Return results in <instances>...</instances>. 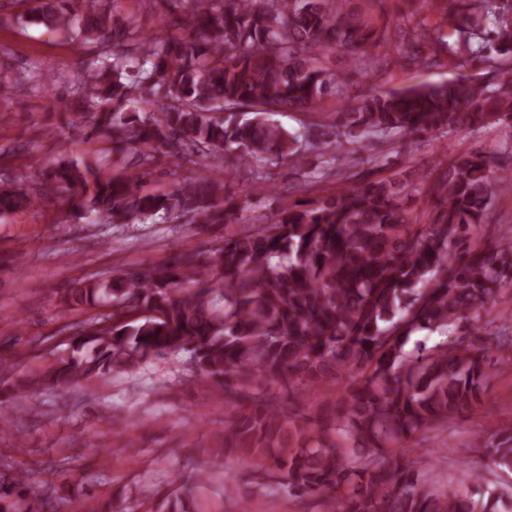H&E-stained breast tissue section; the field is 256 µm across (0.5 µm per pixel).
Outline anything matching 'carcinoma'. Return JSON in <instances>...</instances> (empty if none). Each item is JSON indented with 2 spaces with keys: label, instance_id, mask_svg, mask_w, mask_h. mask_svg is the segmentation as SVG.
Returning <instances> with one entry per match:
<instances>
[{
  "label": "carcinoma",
  "instance_id": "carcinoma-1",
  "mask_svg": "<svg viewBox=\"0 0 512 512\" xmlns=\"http://www.w3.org/2000/svg\"><path fill=\"white\" fill-rule=\"evenodd\" d=\"M116 0H20L25 19L77 42L83 57L75 84L81 111L72 132L125 156L109 174L84 161L48 167L28 192L0 178V217L32 210L44 196L92 224H145L190 215L237 224L241 201L217 178L199 174L169 193H141L143 169L156 155L176 164L195 156L236 166L278 161L299 169L309 150L332 144L350 165L356 149L390 138L512 127V72L470 73L491 53L512 57V0H451L458 40L416 23L398 57L421 67L458 70L448 81L381 92L368 85L331 123L310 120L295 133L268 114L313 116L346 86L328 66L332 52L360 58L384 47L377 28L341 13L343 0H150L179 8L183 25L146 37ZM56 83L34 67L0 72V97L27 81ZM402 182L390 177L339 186L314 202L279 209L276 222L226 236L204 259L180 254L166 266L132 268L104 281L79 280L67 294L74 310L107 307L82 321L74 349L12 389L66 390L72 384L135 371L148 359L187 353L238 407L224 416L216 442L226 456L253 464V486L271 482L316 512H492L487 501L437 491L410 457L408 442L448 428L467 412L496 363L492 347L512 339L488 320L465 336L415 343L478 315L512 293V236L490 243L491 200L512 192V164L472 149L448 160L428 187L431 224H412ZM339 386L314 409L304 398ZM487 465L512 473V427L475 441ZM204 481H182L147 512H195ZM37 489L24 472L0 464V512H38ZM92 512H135L113 493Z\"/></svg>",
  "mask_w": 512,
  "mask_h": 512
}]
</instances>
